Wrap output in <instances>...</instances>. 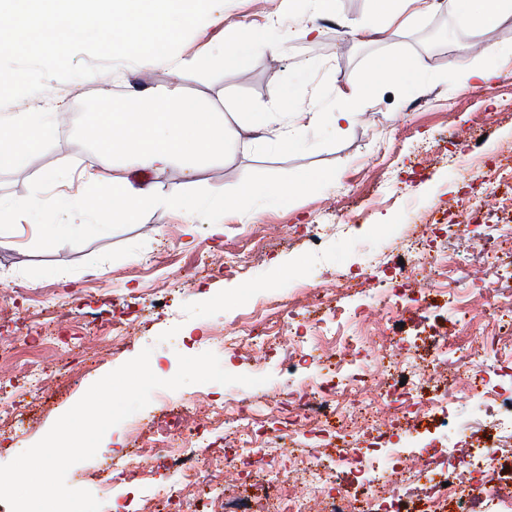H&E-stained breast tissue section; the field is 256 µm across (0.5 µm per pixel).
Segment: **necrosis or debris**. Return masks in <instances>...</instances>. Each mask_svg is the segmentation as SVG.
Here are the masks:
<instances>
[{
    "label": "necrosis or debris",
    "instance_id": "4bbe7bcc",
    "mask_svg": "<svg viewBox=\"0 0 512 512\" xmlns=\"http://www.w3.org/2000/svg\"><path fill=\"white\" fill-rule=\"evenodd\" d=\"M389 263L397 283L379 310L348 309L354 286L337 277L327 295V313L305 328L267 331L259 315L244 316L235 336H213L215 344L248 356L287 343L292 357L310 369L289 400L296 406L289 439L303 440L304 457H271L264 418L241 399L208 407L187 426L174 421L153 431L139 451L123 459L130 478L162 465L179 472L186 487L206 491L210 512H512V475L502 472V448L472 438L419 451V466L402 461L393 439L424 424L447 426L444 414L460 396L484 406L492 426L512 442V386L497 378L496 366L512 367V340L474 337L466 360L455 362L447 333L407 337L405 325L431 307L445 304L456 324L471 322L470 300L480 296L488 323L512 321V300L493 282L471 288L451 277L448 257L429 249L423 233L396 242ZM455 363L451 378L443 367ZM232 439L237 460L265 476L225 495L216 473L227 467L222 440ZM333 454H326L328 439Z\"/></svg>",
    "mask_w": 512,
    "mask_h": 512
}]
</instances>
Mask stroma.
<instances>
[{
	"label": "stroma",
	"mask_w": 512,
	"mask_h": 512,
	"mask_svg": "<svg viewBox=\"0 0 512 512\" xmlns=\"http://www.w3.org/2000/svg\"><path fill=\"white\" fill-rule=\"evenodd\" d=\"M376 6V0H337L335 16L315 20L304 0H226L176 54L177 60L194 62L192 77L176 78L169 63L122 65L117 81L53 80L46 92L0 109V119L49 109L68 128L21 166L0 168V202L33 204L19 223H0V291L8 296L0 301V334L16 347L14 363L0 364V408L19 420L12 439L0 443V465L38 442L94 382L147 347L150 367L163 379L175 375L179 355L211 350L227 372L266 382L187 385L169 392L167 413L150 402L133 420L107 431L99 454L69 470L70 487L98 493L99 471L108 457L135 448L132 421L161 423L174 415L190 422L203 403L235 395L263 402L271 390L288 391L307 377L305 365L288 367L279 349L258 364L212 346L210 335L236 328L240 316L260 303L287 320L299 285L329 283L341 274L364 285L354 303L375 305L379 289L393 285L388 242L411 232L422 215L461 209L476 191L468 173L496 166L502 151L512 150V16L480 32L458 24L452 0L438 7L433 0H416L410 25L383 18L372 37L355 34L352 22L374 14ZM282 15L295 26L315 22L319 37L290 42L275 54L257 49L243 70L225 66V45ZM491 46L501 48V55L488 57ZM393 54L409 59L422 82L407 91L384 73L378 63ZM475 64L497 70V77L469 79ZM175 80L189 96L223 113L224 155L189 177L166 170L140 174L139 180L177 200L226 199L222 227L186 225L167 206L145 212L133 224H103L93 210L78 236L44 250L42 225L68 213L57 202L59 192L73 195L78 204L88 202L90 189L80 174L95 154L90 128L100 98L118 104L128 88ZM275 87L290 112L314 105L336 113L344 107L342 93H362L359 116L340 134L327 123L303 130L298 147L258 140L244 115L268 106ZM477 135L484 142L476 156L468 152L467 140ZM49 171L65 180V187L43 182ZM316 172L329 175V182L309 186L285 204L240 192L247 178L289 186ZM291 224L325 225L319 251L310 250L300 234H287ZM511 225L512 209L499 205L472 219V235L447 241L436 227L428 236L433 249H447L455 258L458 277L495 280L507 293L512 279L497 280L481 251L495 247ZM228 254L247 261L226 268ZM205 255L214 263L203 271L199 262ZM163 293L164 309L154 303ZM116 320L129 324L130 338L117 351L100 350L97 337L107 335ZM64 358L71 369L56 374ZM177 486V475L163 468L140 485L113 480L102 512H113L116 502L136 503L145 490L166 493Z\"/></svg>",
	"instance_id": "35a3bbf8"
}]
</instances>
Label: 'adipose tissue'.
Listing matches in <instances>:
<instances>
[{"instance_id": "ef3b65f1", "label": "adipose tissue", "mask_w": 512, "mask_h": 512, "mask_svg": "<svg viewBox=\"0 0 512 512\" xmlns=\"http://www.w3.org/2000/svg\"><path fill=\"white\" fill-rule=\"evenodd\" d=\"M453 4L460 16L483 31L512 15V0H453ZM318 32L314 25L297 27L274 20L252 31L247 40L227 48L224 60L239 69L257 47L275 52L290 41L310 38ZM281 98L280 90H272L270 107L246 113L247 124L258 133L274 134L283 145L300 144L302 129L320 125L323 114L315 107L287 113L281 107ZM100 105L104 113L94 132L95 164L88 182L111 188V195L100 196L97 203L112 223L136 222L144 212L164 202L154 186L134 185L130 174L172 169L190 176L224 153L226 127L222 114L186 96L181 85L133 90L119 109L111 108L106 99ZM56 127L52 112H16L1 120L0 168L22 165L53 138Z\"/></svg>"}]
</instances>
